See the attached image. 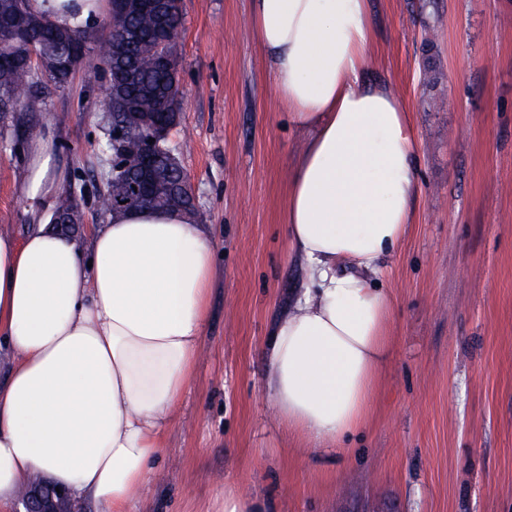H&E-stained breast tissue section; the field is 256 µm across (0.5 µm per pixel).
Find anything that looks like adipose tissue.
<instances>
[{
	"mask_svg": "<svg viewBox=\"0 0 512 512\" xmlns=\"http://www.w3.org/2000/svg\"><path fill=\"white\" fill-rule=\"evenodd\" d=\"M49 22L98 26L109 0H30ZM282 111L308 137L288 187V245L311 286L269 346L289 429L341 446L363 428L391 348L394 301L366 275L416 214L417 131L369 81V0H252ZM66 175L51 137L28 149L23 236L0 232V508L48 475L99 512H131L192 377L214 243L179 212L120 211L88 243L46 213Z\"/></svg>",
	"mask_w": 512,
	"mask_h": 512,
	"instance_id": "1",
	"label": "adipose tissue"
}]
</instances>
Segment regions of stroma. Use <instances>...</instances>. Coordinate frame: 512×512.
<instances>
[{
	"label": "stroma",
	"mask_w": 512,
	"mask_h": 512,
	"mask_svg": "<svg viewBox=\"0 0 512 512\" xmlns=\"http://www.w3.org/2000/svg\"><path fill=\"white\" fill-rule=\"evenodd\" d=\"M368 78L418 130L416 222L373 277L395 300L389 363L351 456L290 432L266 350L310 285L288 250V181L304 140L276 106L251 0H181L183 119L168 145L215 257L193 377L132 512H221L235 489L273 512H512V0H369ZM107 77L0 130V230L22 234L40 125L77 193L110 170Z\"/></svg>",
	"instance_id": "35a3bbf8"
}]
</instances>
